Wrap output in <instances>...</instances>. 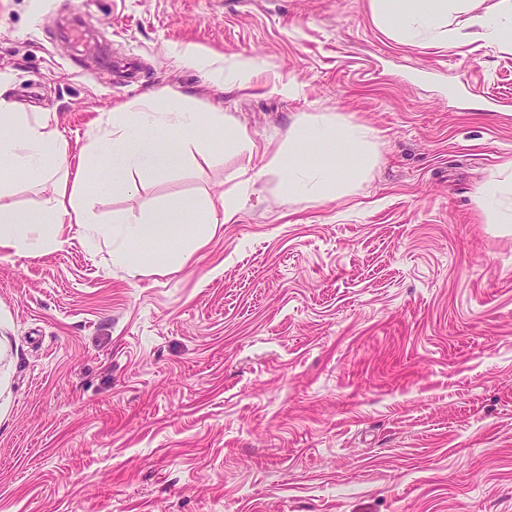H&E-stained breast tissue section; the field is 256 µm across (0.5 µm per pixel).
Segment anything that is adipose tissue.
<instances>
[{
  "instance_id": "1",
  "label": "adipose tissue",
  "mask_w": 512,
  "mask_h": 512,
  "mask_svg": "<svg viewBox=\"0 0 512 512\" xmlns=\"http://www.w3.org/2000/svg\"><path fill=\"white\" fill-rule=\"evenodd\" d=\"M373 25L404 47L458 48L482 40L512 49V0H369ZM0 166L28 178L43 197L30 210L18 207L15 186L0 181V250L18 257L60 249L66 227L77 228L90 244L105 243L115 266L147 273L141 260L151 249L161 268L177 270L214 235L236 221L256 183L279 175L288 200L340 203L369 179L380 160L379 136L372 126L332 113H304L279 145L258 144L247 128L221 112L199 113L182 100L165 109L110 114L83 151L98 161L99 188L134 193L136 175L163 174L181 167L188 145L209 150L202 129L224 133V149L242 159L233 185L201 202L176 199L149 210L134 223L97 222L79 189L85 166H71L68 143L46 112L23 111L0 80ZM489 177L475 204L488 224H512V159Z\"/></svg>"
}]
</instances>
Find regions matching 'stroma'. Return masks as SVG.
<instances>
[{"label": "stroma", "mask_w": 512, "mask_h": 512, "mask_svg": "<svg viewBox=\"0 0 512 512\" xmlns=\"http://www.w3.org/2000/svg\"><path fill=\"white\" fill-rule=\"evenodd\" d=\"M194 46L248 82L183 65ZM80 157L176 96L279 143L301 113L377 129L345 203L255 187L179 270L77 232L0 252V512H512V231L474 199L512 157V52L396 45L368 0H0V79ZM189 150L103 224L230 188Z\"/></svg>", "instance_id": "stroma-1"}]
</instances>
